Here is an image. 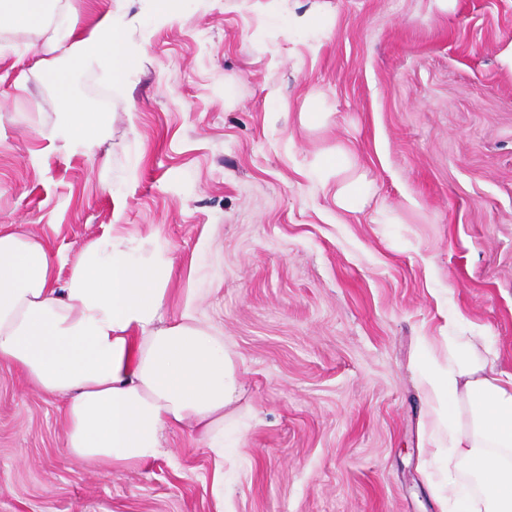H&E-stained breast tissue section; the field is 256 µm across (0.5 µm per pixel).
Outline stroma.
I'll list each match as a JSON object with an SVG mask.
<instances>
[{
	"label": "stroma",
	"instance_id": "obj_1",
	"mask_svg": "<svg viewBox=\"0 0 512 512\" xmlns=\"http://www.w3.org/2000/svg\"><path fill=\"white\" fill-rule=\"evenodd\" d=\"M109 11L132 62L120 83L73 71L99 137L77 153L42 72L67 59L0 29V225L63 277L114 224L172 254L168 312L197 289L223 331L241 440L220 492L187 430L97 471L67 453L63 398L0 366V512H439L417 338L458 315L512 373V0H56L50 19L84 36ZM339 142L373 182L357 212L308 167Z\"/></svg>",
	"mask_w": 512,
	"mask_h": 512
}]
</instances>
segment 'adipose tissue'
<instances>
[{
    "mask_svg": "<svg viewBox=\"0 0 512 512\" xmlns=\"http://www.w3.org/2000/svg\"><path fill=\"white\" fill-rule=\"evenodd\" d=\"M49 0H0V28H47ZM125 21L106 13L83 38L75 24L52 31L50 48L69 65L46 76L65 117L70 149L98 138L85 103L70 87L71 70L104 60L123 81L131 57ZM338 208L352 211L372 184L345 145L315 158ZM174 260L151 239L113 225L84 248L60 278L44 242L0 225V365L20 368L33 387L64 398L69 454L105 472L141 468L162 455L163 435L189 428L216 459L227 456V409L237 398L236 366L224 336L204 321L190 290L181 311L166 305ZM445 359L422 369L418 384L435 414L429 478L442 512H512V374L482 332L462 334L446 317Z\"/></svg>",
    "mask_w": 512,
    "mask_h": 512,
    "instance_id": "1",
    "label": "adipose tissue"
}]
</instances>
